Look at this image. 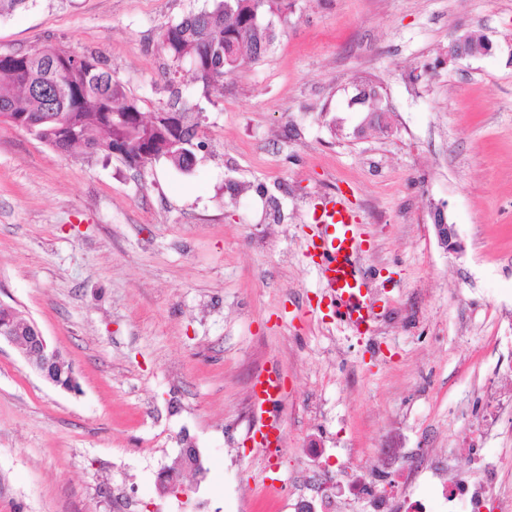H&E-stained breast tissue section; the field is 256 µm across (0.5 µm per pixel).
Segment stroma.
Returning a JSON list of instances; mask_svg holds the SVG:
<instances>
[{
	"label": "stroma",
	"instance_id": "obj_1",
	"mask_svg": "<svg viewBox=\"0 0 512 512\" xmlns=\"http://www.w3.org/2000/svg\"><path fill=\"white\" fill-rule=\"evenodd\" d=\"M213 0H28L0 51L98 57L142 112L198 119L195 163L54 151L0 124V305L71 365L66 391L0 345V512H371L351 476L429 470L398 498L448 512L432 469L477 459L512 495V0H295L259 61L204 90L160 46ZM475 33L490 52L446 54ZM387 125L359 138L356 83ZM359 216L370 330L306 264L310 214ZM444 212L464 245L448 252ZM288 395L273 460L247 437L253 377ZM203 472L161 492L182 437Z\"/></svg>",
	"mask_w": 512,
	"mask_h": 512
}]
</instances>
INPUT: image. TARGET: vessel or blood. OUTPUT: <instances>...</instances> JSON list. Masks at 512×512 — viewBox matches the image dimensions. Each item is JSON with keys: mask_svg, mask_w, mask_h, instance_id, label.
<instances>
[{"mask_svg": "<svg viewBox=\"0 0 512 512\" xmlns=\"http://www.w3.org/2000/svg\"><path fill=\"white\" fill-rule=\"evenodd\" d=\"M314 221L316 231L306 242L305 255L325 284L330 305L335 306L337 316L353 327L367 326L369 284L358 264L362 240L355 219L341 198L331 197L322 202ZM250 392V440L256 448L274 453L283 436L282 423L273 412L275 404L285 396L279 371L258 374L251 382Z\"/></svg>", "mask_w": 512, "mask_h": 512, "instance_id": "vessel-or-blood-1", "label": "vessel or blood"}]
</instances>
